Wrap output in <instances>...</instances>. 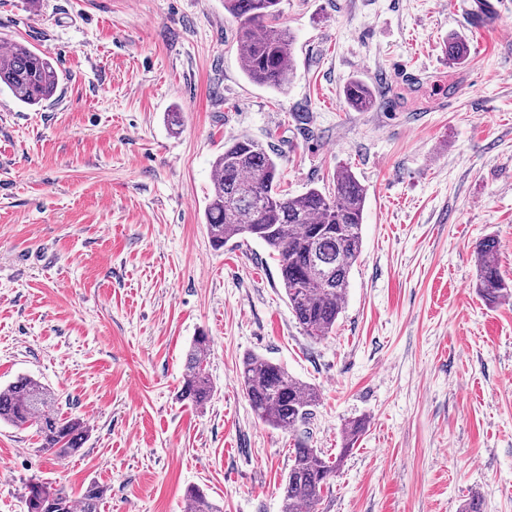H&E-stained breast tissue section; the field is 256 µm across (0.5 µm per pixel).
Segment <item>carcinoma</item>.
I'll use <instances>...</instances> for the list:
<instances>
[{
	"instance_id": "cac0c4a2",
	"label": "carcinoma",
	"mask_w": 512,
	"mask_h": 512,
	"mask_svg": "<svg viewBox=\"0 0 512 512\" xmlns=\"http://www.w3.org/2000/svg\"><path fill=\"white\" fill-rule=\"evenodd\" d=\"M224 10L237 24V50L247 79L258 86L283 91L294 71V37L280 26L281 0H224ZM470 49L465 40L449 36L445 54L463 61ZM57 71L46 56L27 45L12 42L0 52V90L19 102L36 105L51 97ZM346 103L365 112L377 101L367 82L354 79L343 89ZM279 153L250 138L224 145L213 162L211 195L205 207L208 234L220 248L233 238L263 243L278 261L285 295L298 324L316 340L329 336L343 310L349 277L362 249L361 226L366 190L347 167L336 170L332 190L311 187L288 197L280 190ZM476 288L494 302L509 296L496 264V241L481 240L475 250ZM211 340L195 337L185 364L181 398L195 407L210 399L207 373ZM239 381L257 418L288 432H299L319 400L317 389L301 382L281 365L258 355L242 360ZM53 391L23 376L0 388V422L34 427L42 450L64 459L76 454L89 427L59 413ZM364 423L355 421L343 432V446L331 457L297 440L291 464L281 483L282 512H318L342 459L353 448ZM107 489L90 485L73 497L45 482L26 486L27 512H99ZM187 512H223L196 488L185 491Z\"/></svg>"
}]
</instances>
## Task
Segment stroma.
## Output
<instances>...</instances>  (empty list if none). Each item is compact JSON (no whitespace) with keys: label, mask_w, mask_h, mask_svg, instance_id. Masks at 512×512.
Returning <instances> with one entry per match:
<instances>
[{"label":"stroma","mask_w":512,"mask_h":512,"mask_svg":"<svg viewBox=\"0 0 512 512\" xmlns=\"http://www.w3.org/2000/svg\"><path fill=\"white\" fill-rule=\"evenodd\" d=\"M474 5L282 0L279 93L243 75L224 0H0V42L58 73L32 107L0 92V387L34 377L90 427L60 460L1 423L0 512H24L32 480L102 485L101 512H184L191 486L224 512H281L297 436L253 413L251 354L317 388L310 447L338 453L365 423L319 512H458L475 493L512 512V301L479 294L475 263L495 238L512 287V9L478 30ZM353 78L381 86L371 111L347 106ZM243 136L278 149L288 195L342 166L367 190L326 339L304 334L263 244L207 234L212 164ZM201 333L197 408L179 392ZM211 340L199 334L193 340L185 364L181 398L195 407H203L210 399L212 386L207 373V356Z\"/></svg>","instance_id":"35a3bbf8"}]
</instances>
